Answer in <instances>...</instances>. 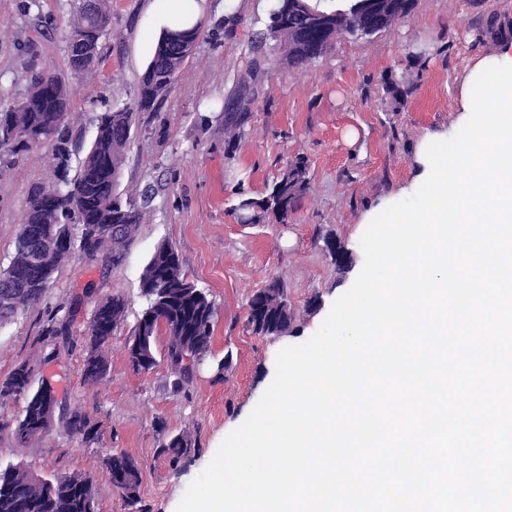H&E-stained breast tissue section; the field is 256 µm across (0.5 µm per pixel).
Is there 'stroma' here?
I'll return each instance as SVG.
<instances>
[{
  "instance_id": "35a3bbf8",
  "label": "stroma",
  "mask_w": 512,
  "mask_h": 512,
  "mask_svg": "<svg viewBox=\"0 0 512 512\" xmlns=\"http://www.w3.org/2000/svg\"><path fill=\"white\" fill-rule=\"evenodd\" d=\"M78 0H0V110L51 72L70 88L68 177H75L106 111L134 113L118 191L151 197L143 224L115 265L73 259L54 274L37 306L0 323V382L20 362L49 378L66 410L93 436L53 424L41 440L18 443L11 428L23 403L0 405V468L21 464L47 478H91L101 512H127L104 471L113 452L143 467L145 512H175L188 484L224 437L250 414L274 376L277 351L306 340L363 265L364 215L413 181L427 136L456 133L457 107L475 60L512 40V0H413L410 14L371 38L341 36L322 57L289 64L267 27L278 0H203L201 37L157 113L140 110L139 84L158 32V0H108L111 23L99 60L74 75L66 35ZM248 120L224 136L226 109ZM311 177L287 223L242 224L239 195L265 196L295 156ZM51 146L19 156L0 176V266L7 265L33 183L53 178ZM177 251L190 281L215 302L210 353L189 383L165 362L137 373L127 346L145 307L140 279L155 249ZM285 289L293 335L273 339L248 326L251 295L272 281ZM85 300L69 343H43L46 310ZM124 297L127 312L106 347L110 371L95 386L82 377L83 343L98 301ZM195 444L172 466L158 450L176 434Z\"/></svg>"
}]
</instances>
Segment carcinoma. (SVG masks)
Here are the masks:
<instances>
[{
  "mask_svg": "<svg viewBox=\"0 0 512 512\" xmlns=\"http://www.w3.org/2000/svg\"><path fill=\"white\" fill-rule=\"evenodd\" d=\"M371 0H341L336 7L324 0H309L310 13L302 12L296 0H279L272 13L270 26L276 28L280 49L288 60L301 65L322 57L331 48L324 30L311 28L305 18H326L341 12L352 20L366 14ZM110 22L107 0H94L92 10L83 7L69 25L67 55L70 67L86 72L98 56L102 35ZM181 35L190 46L197 47L199 27L164 31L155 46L139 85V105L152 111L165 95L185 61L192 56L172 43ZM315 56H310L307 50ZM70 91L51 75L34 79L31 89L9 109L0 111V174L11 168L14 159L45 141L55 143L57 168L62 174L57 183H37L28 192L20 229L14 240L12 258L0 268V322L8 321L21 311L38 305L45 296L53 275L72 254L93 258H119L120 251L142 223L148 197L136 201L117 192L125 150L131 138L133 113L105 112L100 117L96 137L85 154L77 176L69 180L64 174L69 157V132L64 119L68 111ZM310 188L307 162L298 157L288 164L260 200L242 198L234 213L242 223L257 218L255 210L282 223L288 219L295 203ZM81 226V234L72 244L61 242V235L71 238L69 226ZM102 224H118L121 234L108 240L90 236V228ZM146 307L128 344L127 356L132 369L149 371L157 365L158 340L165 337L163 358L184 359L186 363L174 374L178 382L187 383L193 375L187 361H196L208 354L214 331L215 303L209 294L187 279L175 249L163 243L157 247L141 277ZM265 298L276 317L257 316L254 302H249L248 324L259 336L281 337L294 333L295 312L288 303L284 288L277 280L265 287ZM127 302L112 296L98 302L87 331V347L83 357L82 375L94 384L108 373L110 365L101 347L112 338L114 319L125 317ZM75 310L68 309L61 320L53 317L43 326L42 335L49 342H67ZM45 396V384L34 385V373L26 362L19 363L8 379L0 384V405L12 399H24L22 413L15 421L14 436L26 443L49 430L37 401ZM58 409V417L75 434L89 435L92 427L86 416ZM192 440L177 435L160 449V454L178 463L191 456ZM108 478L121 496L128 512H138L141 464L124 453L112 454L107 466ZM0 512H99L91 479L81 475L46 479L29 468L17 464L0 469Z\"/></svg>",
  "mask_w": 512,
  "mask_h": 512,
  "instance_id": "1",
  "label": "carcinoma"
}]
</instances>
